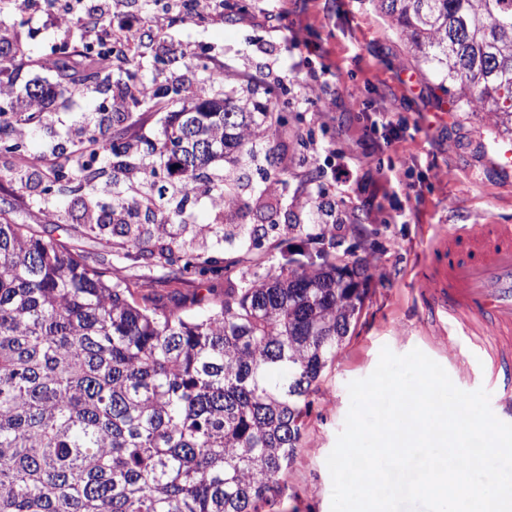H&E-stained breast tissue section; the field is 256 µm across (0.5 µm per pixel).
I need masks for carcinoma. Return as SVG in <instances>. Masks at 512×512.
I'll return each mask as SVG.
<instances>
[{
  "label": "carcinoma",
  "instance_id": "cac0c4a2",
  "mask_svg": "<svg viewBox=\"0 0 512 512\" xmlns=\"http://www.w3.org/2000/svg\"><path fill=\"white\" fill-rule=\"evenodd\" d=\"M410 48L452 95L457 112L479 101L512 134V0H380ZM79 51L55 60L57 81L39 78L24 94L0 96V145L71 85L100 84L105 71ZM32 59L0 35V84H17ZM249 81L224 97L189 96L179 83L150 96L117 87L112 137L132 110L166 98L176 110L153 140L172 180L158 196L188 194L200 172L224 161V212L252 190L239 170L258 161L286 174L273 140L282 117L254 100ZM137 147L120 144L117 174L133 169ZM84 233L108 228L124 257L161 265L171 282L195 270L207 239L259 247L261 228L179 224L177 213L81 202ZM144 213L152 224H132ZM314 252L291 253L265 272H241L240 287L204 316L167 309L147 294L0 210V512H253L276 492L293 461L323 370L349 337L368 293L361 263L330 252L326 224H290Z\"/></svg>",
  "mask_w": 512,
  "mask_h": 512
}]
</instances>
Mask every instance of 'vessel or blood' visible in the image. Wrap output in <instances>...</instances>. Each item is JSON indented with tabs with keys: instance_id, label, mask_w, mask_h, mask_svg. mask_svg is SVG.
Returning <instances> with one entry per match:
<instances>
[{
	"instance_id": "vessel-or-blood-1",
	"label": "vessel or blood",
	"mask_w": 512,
	"mask_h": 512,
	"mask_svg": "<svg viewBox=\"0 0 512 512\" xmlns=\"http://www.w3.org/2000/svg\"><path fill=\"white\" fill-rule=\"evenodd\" d=\"M418 281L424 322L452 323L485 385L512 390V224L451 226L431 242Z\"/></svg>"
}]
</instances>
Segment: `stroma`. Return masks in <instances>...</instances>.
Masks as SVG:
<instances>
[{
    "label": "stroma",
    "instance_id": "stroma-1",
    "mask_svg": "<svg viewBox=\"0 0 512 512\" xmlns=\"http://www.w3.org/2000/svg\"><path fill=\"white\" fill-rule=\"evenodd\" d=\"M79 11V19L61 24L46 2L26 9L19 0H0V24L13 28L21 49L35 61L28 76L55 80L59 48L93 44V23L105 21L128 25L142 36L127 63L113 68V80L151 89L176 80L188 91L220 97L223 84L211 82L208 74L220 67L271 87V94L259 95L261 105L287 103L288 124L275 136L288 163L283 181L271 183L255 165L248 171L254 187L271 188L278 197L277 229L258 249L212 243L205 254L222 263L245 258L257 263L301 247L302 239L284 227L302 216L308 195L321 187L341 250L366 270L363 309L310 396L301 446L279 492L258 504V512H330L326 459L349 410L347 385L374 371L382 348L398 355L420 349L458 388H478L464 338L453 332L437 336L423 325L416 275L432 238L445 226L512 224V137L500 134L495 113L478 107L453 111L450 95L439 89L377 0H215L201 20L186 14L178 0H83ZM321 71L330 75L324 88L311 79ZM320 97L333 100L334 110L312 111ZM111 104L112 94L104 88H72L46 109L39 124L18 134L20 151L0 150V200L7 202L10 218L78 249L113 279L167 296L171 310L182 311L200 298L222 299L226 277L193 274L167 282L164 268L123 259L111 231L85 235L79 195L68 184L45 194L53 182L49 166L69 155L101 119V107ZM386 114L402 127L401 139L389 141L385 128H372V121ZM369 138L377 148L367 155L362 143ZM84 159L105 170L89 189L100 204L130 197L131 186L143 181L132 172L113 182L110 152ZM379 167L389 169L393 187L372 181ZM22 168L23 181L17 178ZM344 168L355 174L347 183L337 179ZM315 172L320 178L314 185L309 178ZM163 207L181 212L189 224L224 223L223 205L207 193L170 194Z\"/></svg>",
    "mask_w": 512,
    "mask_h": 512
}]
</instances>
